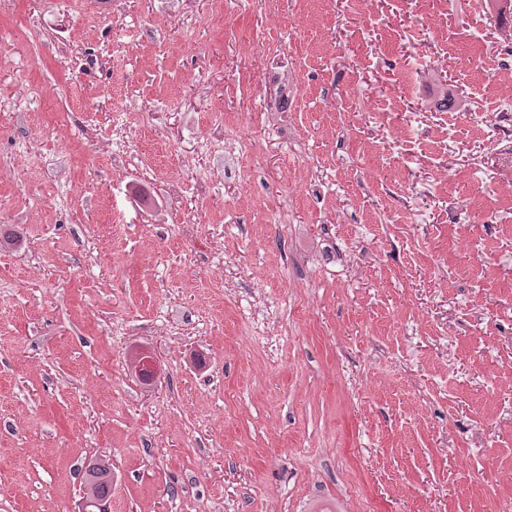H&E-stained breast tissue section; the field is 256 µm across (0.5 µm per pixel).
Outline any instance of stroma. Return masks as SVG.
<instances>
[{
  "label": "stroma",
  "instance_id": "35a3bbf8",
  "mask_svg": "<svg viewBox=\"0 0 512 512\" xmlns=\"http://www.w3.org/2000/svg\"><path fill=\"white\" fill-rule=\"evenodd\" d=\"M504 110L483 0H0V512H512ZM84 494L102 504H107L112 491V468L97 460L89 463L84 470Z\"/></svg>",
  "mask_w": 512,
  "mask_h": 512
}]
</instances>
